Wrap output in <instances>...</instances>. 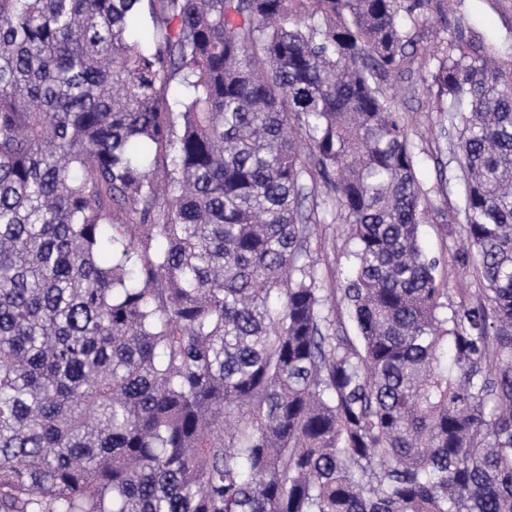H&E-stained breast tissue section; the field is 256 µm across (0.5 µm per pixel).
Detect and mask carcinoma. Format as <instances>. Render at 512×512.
<instances>
[{
    "mask_svg": "<svg viewBox=\"0 0 512 512\" xmlns=\"http://www.w3.org/2000/svg\"><path fill=\"white\" fill-rule=\"evenodd\" d=\"M335 223L351 336L303 262ZM0 512H512V40L448 0H0ZM397 100L399 111L403 113L405 120L409 119V136L418 153L420 178L426 189L433 190L431 197L440 205L444 202V197L439 191L440 177L435 161L438 145L429 133L431 127H434L433 122L437 120L438 114L427 112V103L423 97L414 99L402 95ZM460 237L456 235L445 237L439 224H423L422 243L426 251L439 260L438 275L448 288V306L458 308L467 303L475 288H481L479 282L468 268H463L452 258L453 253L460 246Z\"/></svg>",
    "mask_w": 512,
    "mask_h": 512,
    "instance_id": "carcinoma-1",
    "label": "carcinoma"
}]
</instances>
